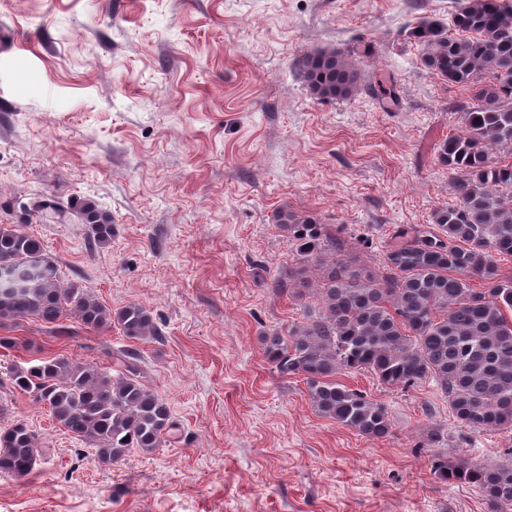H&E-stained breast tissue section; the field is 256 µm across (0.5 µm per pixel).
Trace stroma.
<instances>
[{"label": "stroma", "instance_id": "stroma-1", "mask_svg": "<svg viewBox=\"0 0 512 512\" xmlns=\"http://www.w3.org/2000/svg\"><path fill=\"white\" fill-rule=\"evenodd\" d=\"M463 0H0V225L26 223L67 279L107 307L149 309L161 337L63 319L0 325V373L40 357L116 369L136 349L175 428L150 454L101 464L27 394L0 387V429L24 420L46 455L0 473V512H490L472 487L438 482L431 458L505 460L512 430L458 428L434 383L344 376L388 410L370 439L316 415L262 337L299 321L268 283L293 264L277 209L316 217L345 256L376 268L397 231L456 204L436 161L465 87L443 81L409 37L451 26ZM340 46L395 78L398 105L359 91L317 98L290 64ZM51 197L112 216L109 248L77 224L24 213Z\"/></svg>", "mask_w": 512, "mask_h": 512}]
</instances>
